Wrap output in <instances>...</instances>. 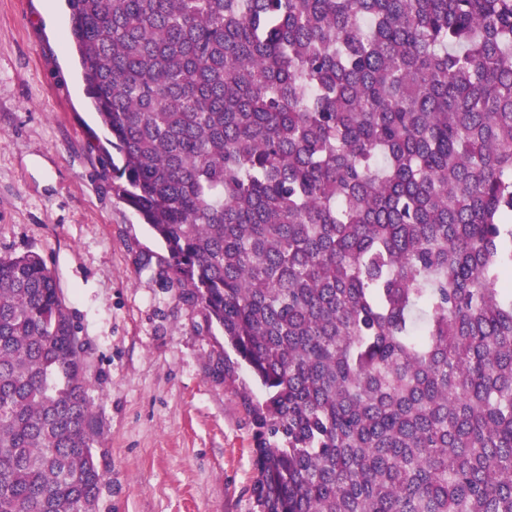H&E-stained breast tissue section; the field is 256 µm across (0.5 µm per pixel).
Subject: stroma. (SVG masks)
I'll list each match as a JSON object with an SVG mask.
<instances>
[{
	"label": "stroma",
	"mask_w": 512,
	"mask_h": 512,
	"mask_svg": "<svg viewBox=\"0 0 512 512\" xmlns=\"http://www.w3.org/2000/svg\"><path fill=\"white\" fill-rule=\"evenodd\" d=\"M66 0H0V256L40 254L85 344L98 512H256L264 392L204 311L161 288L162 242L112 188Z\"/></svg>",
	"instance_id": "1"
}]
</instances>
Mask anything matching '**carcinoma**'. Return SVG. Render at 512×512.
Instances as JSON below:
<instances>
[{"label": "carcinoma", "mask_w": 512, "mask_h": 512, "mask_svg": "<svg viewBox=\"0 0 512 512\" xmlns=\"http://www.w3.org/2000/svg\"><path fill=\"white\" fill-rule=\"evenodd\" d=\"M164 286L260 381L257 512H512V0H67ZM84 343L0 257V512H97Z\"/></svg>", "instance_id": "obj_1"}]
</instances>
